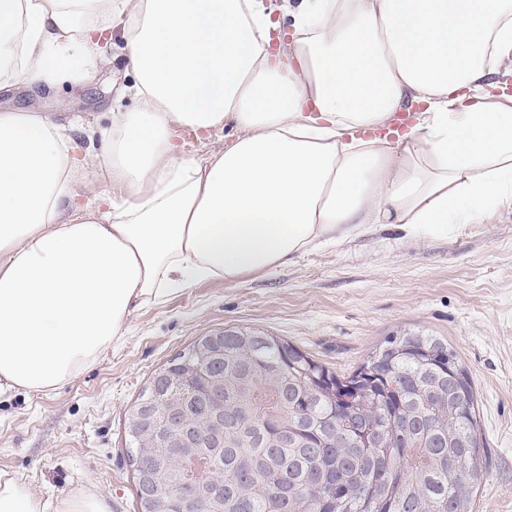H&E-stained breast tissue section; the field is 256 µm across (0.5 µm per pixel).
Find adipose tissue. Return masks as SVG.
<instances>
[{"label":"adipose tissue","instance_id":"adipose-tissue-1","mask_svg":"<svg viewBox=\"0 0 512 512\" xmlns=\"http://www.w3.org/2000/svg\"><path fill=\"white\" fill-rule=\"evenodd\" d=\"M290 21L279 56L272 33ZM132 108L76 159L64 128L0 112V395L50 393L111 350L130 315L203 281L268 274L381 224L444 238L512 207V0H0V79L110 65ZM415 111L397 138L396 113ZM232 129L178 157L175 127ZM123 192L79 205L87 172ZM0 512H108L0 472ZM177 138H175V142L179 147L180 154L185 156L186 158H194L196 160H203L207 158L212 152H217L223 148H225L230 142L231 139L228 137L224 138V134L226 131H217V132H198V140L196 144L192 148H186L180 137V130L177 131ZM179 132V133H178ZM179 135V136H178Z\"/></svg>","mask_w":512,"mask_h":512}]
</instances>
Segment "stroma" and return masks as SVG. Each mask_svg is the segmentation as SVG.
<instances>
[{
	"mask_svg": "<svg viewBox=\"0 0 512 512\" xmlns=\"http://www.w3.org/2000/svg\"><path fill=\"white\" fill-rule=\"evenodd\" d=\"M123 39L112 67L57 85H0V112H39L68 128L83 157L87 128L101 131L121 88ZM229 328L279 336L340 375L385 337L448 339L469 369L488 452L475 512H512V207L490 222L461 224L445 239L418 241L373 229L288 266L228 285L205 281L136 310L123 340L83 375L49 394L0 397V471L34 492L105 496L111 512H137L125 421L152 374L197 337Z\"/></svg>",
	"mask_w": 512,
	"mask_h": 512,
	"instance_id": "stroma-1",
	"label": "stroma"
}]
</instances>
